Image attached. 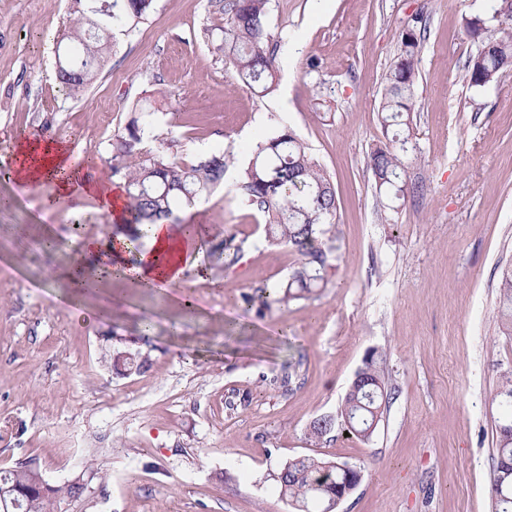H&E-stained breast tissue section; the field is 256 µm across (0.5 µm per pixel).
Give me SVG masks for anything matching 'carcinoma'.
<instances>
[{"mask_svg":"<svg viewBox=\"0 0 512 512\" xmlns=\"http://www.w3.org/2000/svg\"><path fill=\"white\" fill-rule=\"evenodd\" d=\"M224 14L221 38L215 50L224 54L234 76L254 92L266 95L279 80L276 61L278 40L268 27L269 0H219ZM488 12L466 20L475 34L479 28L492 29L485 42L492 47L481 58L470 57L465 66L470 87L480 91L512 70V0H487ZM155 0H112V13L88 10L85 0H71L70 23L63 39L67 50L56 54V79L69 95L82 93L97 78L105 56L118 36L147 20ZM418 36L412 26L402 33L401 52L387 75V87L380 104L384 129L400 127L409 119L415 96V65ZM157 108L150 102L136 107L125 126L110 140L102 161L112 178L123 184L126 193L121 232L135 242L142 237L140 226L159 221H178L177 212L208 198L224 185L227 163L222 153H214L186 164L172 153L175 140L155 133L153 116ZM152 147H146V144ZM406 140L392 137L369 154V167L377 189L404 192ZM239 199L264 218L265 241L285 246L299 256L288 278L272 288H261L248 299L261 308L275 302L306 298L326 287L334 268L331 235L336 216V190L330 176L313 159L308 147L289 127L284 126L258 142L237 182ZM245 240L220 231L209 238V268L222 272L236 264ZM499 314L502 331L512 335V265L501 270ZM364 385L347 392L340 408L346 430L366 441L369 429L381 417L388 399L385 388V360L373 352L356 371ZM501 410L495 425L496 455L489 483L495 512H512V372L505 373L493 395ZM336 419L321 416L311 422L309 439L319 444L331 433ZM354 465L315 455H299L280 467L276 482L279 494L295 512H326L336 488L353 475ZM41 478L38 470L19 466L0 470V488L15 484L26 488ZM80 492L69 484L54 486L13 507L0 500V512H58L61 500Z\"/></svg>","mask_w":512,"mask_h":512,"instance_id":"1","label":"carcinoma"}]
</instances>
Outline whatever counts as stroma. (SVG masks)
<instances>
[{
	"label": "stroma",
	"mask_w": 512,
	"mask_h": 512,
	"mask_svg": "<svg viewBox=\"0 0 512 512\" xmlns=\"http://www.w3.org/2000/svg\"><path fill=\"white\" fill-rule=\"evenodd\" d=\"M486 0H270L278 37L276 90L237 82L209 39L218 0H156L119 36L94 83L67 95L55 47L70 0H0V469L36 468L53 486L81 481L60 512H294L274 479L300 454L347 461L362 480L337 512H493L488 494L499 416L492 395L512 371L497 314L512 265V71L475 91L464 78L477 48L464 26ZM427 20L400 197L368 166L388 141L378 110L401 31ZM159 97L158 131L192 163L220 152L224 186L182 221L244 241L223 279L197 277L179 304L110 282L111 319L93 297L51 277L78 263L72 245L116 228L86 201H55L45 182L19 191L5 173L15 140H64L99 159L137 100ZM288 126L330 174L338 260L327 288L258 310L246 299L283 281L298 257L265 241L236 178L256 143ZM62 243L45 254L42 241ZM128 351L147 364L125 375ZM386 359L390 394L369 441L342 426L312 445L308 427L337 415L371 352Z\"/></svg>",
	"instance_id": "obj_1"
}]
</instances>
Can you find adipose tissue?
Listing matches in <instances>:
<instances>
[{"label": "adipose tissue", "instance_id": "1", "mask_svg": "<svg viewBox=\"0 0 512 512\" xmlns=\"http://www.w3.org/2000/svg\"><path fill=\"white\" fill-rule=\"evenodd\" d=\"M13 158L17 182L36 186L53 181L57 198L76 203L81 197L93 196L101 213L114 222L120 219L124 205L121 187L88 180L81 167L70 162L63 143L24 139L18 142ZM146 241V248L136 254L130 240L121 234L83 239L78 245L84 259L83 285H92L109 274L162 295L170 294L197 252L196 240L182 225L161 222L148 227Z\"/></svg>", "mask_w": 512, "mask_h": 512}]
</instances>
